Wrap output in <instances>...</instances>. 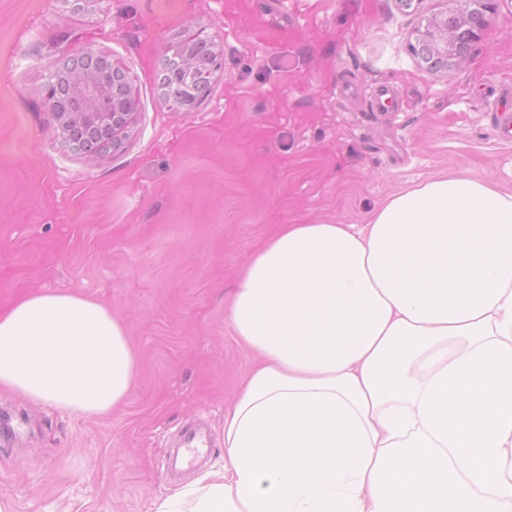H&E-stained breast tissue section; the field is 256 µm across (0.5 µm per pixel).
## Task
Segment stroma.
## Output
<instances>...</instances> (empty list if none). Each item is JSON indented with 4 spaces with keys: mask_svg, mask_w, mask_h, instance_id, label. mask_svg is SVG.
<instances>
[{
    "mask_svg": "<svg viewBox=\"0 0 512 512\" xmlns=\"http://www.w3.org/2000/svg\"><path fill=\"white\" fill-rule=\"evenodd\" d=\"M462 0H0V309L75 291L126 326L138 378L84 417L0 393V501L12 512H152L224 466V419L257 354L224 317L279 225L361 224L414 182L463 174L512 190V143L486 103L512 86V0L467 57L429 72L409 42ZM221 61L173 110L162 60L186 27ZM128 71L137 123L89 155L58 137L43 88L85 50ZM392 89L394 111L371 101ZM203 425L211 454L165 455Z\"/></svg>",
    "mask_w": 512,
    "mask_h": 512,
    "instance_id": "35a3bbf8",
    "label": "stroma"
}]
</instances>
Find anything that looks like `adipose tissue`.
Instances as JSON below:
<instances>
[{"mask_svg":"<svg viewBox=\"0 0 512 512\" xmlns=\"http://www.w3.org/2000/svg\"><path fill=\"white\" fill-rule=\"evenodd\" d=\"M226 317L260 361L224 420V469L153 512H512V192L448 175L363 224L281 225ZM136 375L94 299L0 309V391L101 416Z\"/></svg>","mask_w":512,"mask_h":512,"instance_id":"ef3b65f1","label":"adipose tissue"}]
</instances>
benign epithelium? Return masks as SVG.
<instances>
[{"instance_id":"obj_1","label":"benign epithelium","mask_w":512,"mask_h":512,"mask_svg":"<svg viewBox=\"0 0 512 512\" xmlns=\"http://www.w3.org/2000/svg\"><path fill=\"white\" fill-rule=\"evenodd\" d=\"M473 8L456 17H446L418 31L416 48L430 45L444 56L459 61L466 57L472 43L491 27L497 12V0H469ZM57 78L44 85L54 127L61 134L86 143L85 150L95 153L110 144L119 147L131 133L135 113L126 111L121 99L101 69L93 66L72 75L70 95L54 99Z\"/></svg>"}]
</instances>
